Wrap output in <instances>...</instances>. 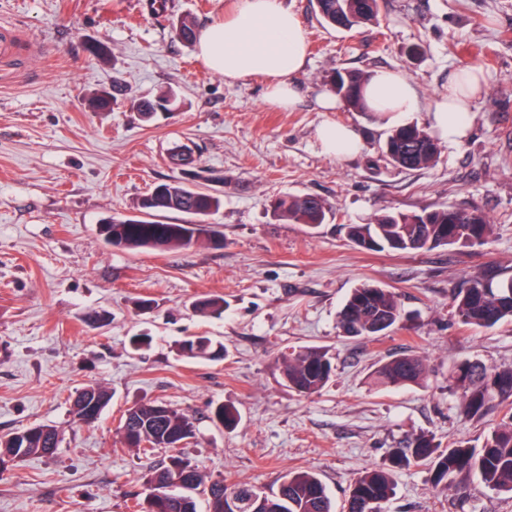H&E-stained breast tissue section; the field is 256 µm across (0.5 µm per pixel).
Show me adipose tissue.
<instances>
[{"instance_id": "obj_1", "label": "adipose tissue", "mask_w": 512, "mask_h": 512, "mask_svg": "<svg viewBox=\"0 0 512 512\" xmlns=\"http://www.w3.org/2000/svg\"><path fill=\"white\" fill-rule=\"evenodd\" d=\"M199 58L225 81L237 83L253 75L267 79V101L282 110L294 107L297 92L292 78L306 64L302 24L285 0H237L231 17L211 23L197 37ZM476 70H469L464 85L450 90L429 114L432 130L451 143L465 138L468 95L479 89ZM369 105L385 123L403 120L417 111L413 86L399 74L376 71L367 89Z\"/></svg>"}]
</instances>
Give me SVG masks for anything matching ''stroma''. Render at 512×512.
<instances>
[{"mask_svg": "<svg viewBox=\"0 0 512 512\" xmlns=\"http://www.w3.org/2000/svg\"><path fill=\"white\" fill-rule=\"evenodd\" d=\"M235 0H0V24L18 35L16 57L0 62V436L39 424L64 440L52 459L0 471V512H132L146 494V455L126 447L124 411L158 400L187 413L196 435L186 455L209 479L266 490L288 470L315 471L335 507L357 474L417 436L441 447L481 445L501 412L469 420L450 391L459 362L512 366V323L466 327L448 304L451 289L512 264V0H381L377 23L339 32L322 25L314 0H286L299 16L308 61L293 78L296 107L266 102L256 75L230 84L175 39L177 19L197 28L228 17ZM104 43L103 60L87 47ZM396 71L415 87L424 127L448 79L479 68L467 137L441 142L436 164L394 167L379 117L320 105L334 69ZM115 90L111 111L87 100ZM171 89L177 106L144 119L135 105ZM326 121L354 128L363 148L328 156L317 138ZM192 149L211 174L199 187L220 195L208 216L223 246L130 251L107 245L98 226L133 215L154 186L181 178L168 161ZM322 198L330 212L311 228L275 220L269 203ZM452 205L486 214L493 232L471 248L411 253L356 248L350 224L396 209ZM373 281L400 296L403 319L369 340L343 335L337 313L351 289ZM224 299L203 316L195 300ZM149 308H141V301ZM107 314L102 324L94 313ZM146 333L149 346L133 349ZM208 336L222 359L178 357L176 341ZM319 346L335 375L301 396L284 381L283 354ZM422 356L426 382L382 389L371 374L401 351ZM112 392L92 424L74 422L70 395L91 381ZM238 411L229 431L216 404ZM383 512H512V497L469 476L462 490L434 485L427 467L395 474Z\"/></svg>", "mask_w": 512, "mask_h": 512, "instance_id": "obj_1", "label": "stroma"}]
</instances>
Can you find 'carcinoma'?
<instances>
[{"mask_svg": "<svg viewBox=\"0 0 512 512\" xmlns=\"http://www.w3.org/2000/svg\"><path fill=\"white\" fill-rule=\"evenodd\" d=\"M322 21L334 29L362 27L378 20L379 0H315ZM185 43L196 39L195 26L185 17L174 26ZM371 74L346 68L329 76L332 92L351 112H367L364 88ZM113 95L101 90L89 98L94 112H108ZM176 100L173 90L163 91L153 100H145L138 111L146 118L159 109H170ZM390 162L407 170L424 169L437 161L439 142L416 124H404L387 136ZM222 204L215 194L190 188L181 181L157 185L136 203L139 215L109 219L99 225V234L107 244L131 250L189 249L206 240L221 244L222 234L211 225L196 234L189 224H169L158 219L166 212H179L203 218ZM273 216L289 224L315 228L324 223L327 206L314 195L286 196L272 203ZM490 219L478 210H460L442 206L420 213L385 211L368 224L347 225V237L356 247L369 251L409 252L438 247L482 245L491 232ZM448 300L462 324L491 327L512 322V276L497 269L485 277H476L461 288H454ZM204 316L224 311V299L205 297L194 303ZM402 319L398 294L374 282L353 288L338 313V324L353 337L376 338L398 326ZM178 355L191 359L215 360L224 356V345L208 336H188L176 344ZM282 376L288 387L301 396L324 389L334 374L328 352L305 346L282 357ZM425 360L411 351L397 353L379 364L372 374L374 384L400 388L420 384L427 379ZM453 394L460 401V412L470 420H481L492 411L507 410L500 422L484 437L480 447L456 445L445 449L425 435L416 437L405 448L391 449L387 461L363 471L351 483L345 512H381L394 491V472L412 465L429 467L431 481L463 484L467 474H478L491 490L512 495V366L489 368L479 362L464 361L454 371ZM112 400L111 391L102 383L91 382L77 390L71 404L75 419L92 423L98 420ZM212 419L232 430L239 423L237 412L222 404L213 408ZM122 440L130 448L147 453L156 449L170 452L169 464L151 470L147 484L150 493L136 503L139 512H197L194 494L207 495L208 512H333L330 497L320 478L308 470L290 471L270 492L254 486L228 483L224 479L206 482L198 466L183 449L195 437L192 418L164 402L147 400L129 408L120 424ZM61 439L56 429L36 425L0 437V467L30 458L53 457Z\"/></svg>", "mask_w": 512, "mask_h": 512, "instance_id": "carcinoma-1", "label": "carcinoma"}]
</instances>
